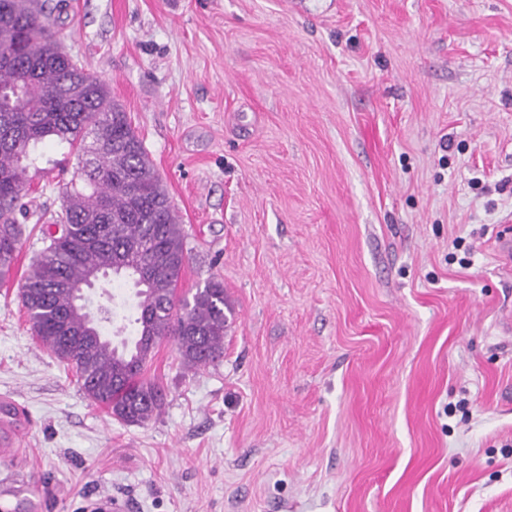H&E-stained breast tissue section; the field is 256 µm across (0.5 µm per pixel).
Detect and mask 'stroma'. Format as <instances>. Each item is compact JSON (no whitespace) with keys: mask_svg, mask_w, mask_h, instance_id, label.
Masks as SVG:
<instances>
[{"mask_svg":"<svg viewBox=\"0 0 512 512\" xmlns=\"http://www.w3.org/2000/svg\"><path fill=\"white\" fill-rule=\"evenodd\" d=\"M59 38L131 118L234 309L128 425L0 286V512H512V0H66Z\"/></svg>","mask_w":512,"mask_h":512,"instance_id":"1","label":"stroma"}]
</instances>
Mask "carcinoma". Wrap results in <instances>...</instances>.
<instances>
[{"label":"carcinoma","instance_id":"carcinoma-1","mask_svg":"<svg viewBox=\"0 0 512 512\" xmlns=\"http://www.w3.org/2000/svg\"><path fill=\"white\" fill-rule=\"evenodd\" d=\"M63 3L0 0V281L11 271L30 218L27 183L38 145L58 139L78 152L46 246L30 264L20 298L43 347L70 368L84 395L126 424L159 414L163 389L145 376L155 348L173 338L184 367L224 354L228 329L222 282L211 279L175 303L186 263L183 227L142 139L110 88L66 53L58 39ZM111 272L136 288V312L113 343L115 312L98 319L77 303L76 286Z\"/></svg>","mask_w":512,"mask_h":512}]
</instances>
